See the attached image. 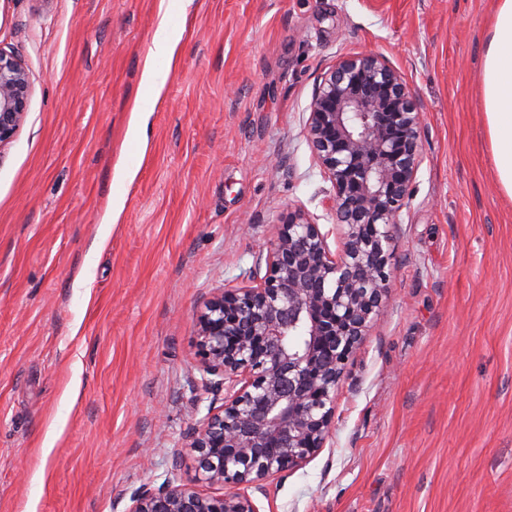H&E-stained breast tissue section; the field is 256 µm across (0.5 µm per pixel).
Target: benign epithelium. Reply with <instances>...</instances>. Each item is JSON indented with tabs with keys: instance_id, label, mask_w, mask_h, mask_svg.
I'll use <instances>...</instances> for the list:
<instances>
[{
	"instance_id": "7a95c632",
	"label": "benign epithelium",
	"mask_w": 512,
	"mask_h": 512,
	"mask_svg": "<svg viewBox=\"0 0 512 512\" xmlns=\"http://www.w3.org/2000/svg\"><path fill=\"white\" fill-rule=\"evenodd\" d=\"M31 83L0 50V147L25 120ZM421 112L381 56L339 58L317 83L305 135L331 182L340 245L301 208L275 225L249 284L218 288L195 320L203 382L224 406L195 428V480L142 487L127 512H259L249 491L296 471L332 433L346 365L391 289L394 229L404 224L422 152ZM231 486L206 494L197 484Z\"/></svg>"
}]
</instances>
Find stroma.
I'll list each match as a JSON object with an SVG mask.
<instances>
[{
  "instance_id": "obj_1",
  "label": "stroma",
  "mask_w": 512,
  "mask_h": 512,
  "mask_svg": "<svg viewBox=\"0 0 512 512\" xmlns=\"http://www.w3.org/2000/svg\"><path fill=\"white\" fill-rule=\"evenodd\" d=\"M158 3L0 0V50L32 86L0 147V512H127L142 485L194 478L190 435L224 403L201 382L196 313L247 281L288 209L333 228L304 125L320 76L363 50L422 113L391 291L325 448L253 499L512 512V199L478 79L492 0H192L142 153L128 105Z\"/></svg>"
}]
</instances>
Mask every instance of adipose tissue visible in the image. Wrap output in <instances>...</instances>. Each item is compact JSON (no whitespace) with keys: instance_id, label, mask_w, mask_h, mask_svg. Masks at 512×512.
<instances>
[{"instance_id":"obj_1","label":"adipose tissue","mask_w":512,"mask_h":512,"mask_svg":"<svg viewBox=\"0 0 512 512\" xmlns=\"http://www.w3.org/2000/svg\"><path fill=\"white\" fill-rule=\"evenodd\" d=\"M191 0H159L163 19L145 57L140 91L132 107L134 140H141L149 118L145 99H159L163 85L156 64L174 65L182 30L166 23L171 15L185 13ZM482 106L485 115L489 152L496 181L512 199V0H494V11L482 55L480 69Z\"/></svg>"}]
</instances>
